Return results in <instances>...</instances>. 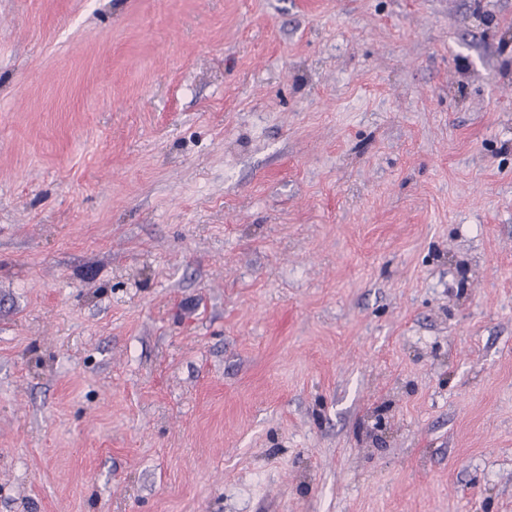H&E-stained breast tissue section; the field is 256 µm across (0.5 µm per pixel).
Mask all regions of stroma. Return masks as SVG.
I'll use <instances>...</instances> for the list:
<instances>
[{"instance_id":"obj_1","label":"stroma","mask_w":512,"mask_h":512,"mask_svg":"<svg viewBox=\"0 0 512 512\" xmlns=\"http://www.w3.org/2000/svg\"><path fill=\"white\" fill-rule=\"evenodd\" d=\"M0 512H512V0H0Z\"/></svg>"}]
</instances>
